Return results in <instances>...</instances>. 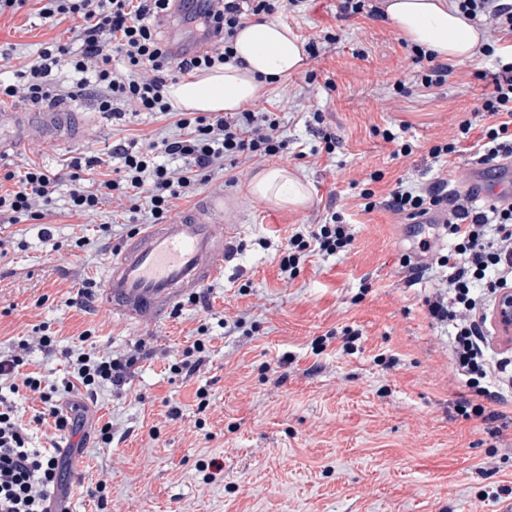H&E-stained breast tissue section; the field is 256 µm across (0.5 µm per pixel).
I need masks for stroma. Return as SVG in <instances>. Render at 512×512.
Returning <instances> with one entry per match:
<instances>
[{
    "instance_id": "1",
    "label": "stroma",
    "mask_w": 512,
    "mask_h": 512,
    "mask_svg": "<svg viewBox=\"0 0 512 512\" xmlns=\"http://www.w3.org/2000/svg\"><path fill=\"white\" fill-rule=\"evenodd\" d=\"M338 0H302L280 14L300 40L327 31L334 40L306 57L303 70L261 89L254 105L278 113L288 149L275 165L307 185L309 199L280 207L253 197L252 177L265 163L238 158L214 170L201 193L223 191L224 222L235 225L237 253L222 279L184 296L152 325L112 315L92 295L67 306L84 281L100 282L114 249L136 230L125 207L105 203L91 216L71 214L72 175L96 180L87 160L104 140L132 145L177 132L172 118L148 112L115 120L93 98L67 101L76 126L94 134L66 143L29 142L0 159V177L36 164L59 177L43 222L0 223V350L25 344L27 371L59 387L69 375L65 351L140 353L129 384L58 395L60 411L79 405L86 423L82 451L63 459L68 512H512V407L492 430L462 417L469 390L455 375L450 331L425 301L439 287L405 281L401 259L418 241L407 221L385 208L364 212L360 193L383 197L397 182L420 185L437 175L459 189L474 157L469 145L435 163L431 146L455 138L481 93L491 88L488 57L456 65L445 85H418L390 21L338 15ZM36 0L0 15V48L31 63L42 43L68 41L82 26L73 15L44 22ZM321 122H314V114ZM402 129L409 156L382 138ZM336 150L322 153L321 131ZM379 182H371L373 173ZM349 224L353 242L333 255L310 253L295 277L279 271L281 242L302 224L331 213ZM86 237L90 247L79 249ZM244 317V328L209 326L208 311ZM208 325L210 351L190 374L172 363ZM360 335L344 350L345 335ZM56 340L54 353L39 343ZM209 405L198 412L197 390ZM33 448L67 446L36 397L17 399ZM182 415L169 420V406ZM112 426L111 444L99 429ZM223 465L204 483L202 463Z\"/></svg>"
}]
</instances>
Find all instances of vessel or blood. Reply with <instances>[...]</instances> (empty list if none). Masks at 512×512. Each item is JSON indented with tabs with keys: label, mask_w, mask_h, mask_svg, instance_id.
<instances>
[{
	"label": "vessel or blood",
	"mask_w": 512,
	"mask_h": 512,
	"mask_svg": "<svg viewBox=\"0 0 512 512\" xmlns=\"http://www.w3.org/2000/svg\"><path fill=\"white\" fill-rule=\"evenodd\" d=\"M27 117V111L17 112L10 130H0V157L25 143ZM462 185L473 195L491 193L512 203V161L470 165ZM223 222L224 195L215 192L168 221L142 225L103 272L106 306L124 320L151 324L180 298L221 277L234 239Z\"/></svg>",
	"instance_id": "vessel-or-blood-1"
}]
</instances>
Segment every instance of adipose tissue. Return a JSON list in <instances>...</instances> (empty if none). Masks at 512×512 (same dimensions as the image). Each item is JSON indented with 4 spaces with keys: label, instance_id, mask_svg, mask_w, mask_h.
I'll return each instance as SVG.
<instances>
[{
    "label": "adipose tissue",
    "instance_id": "obj_1",
    "mask_svg": "<svg viewBox=\"0 0 512 512\" xmlns=\"http://www.w3.org/2000/svg\"><path fill=\"white\" fill-rule=\"evenodd\" d=\"M380 7L405 40L438 60L463 63L481 50L480 30L448 0H382ZM234 51L235 61L170 84L167 94L174 107L240 111L261 88L299 72L305 61L303 43L287 24L273 19L244 21L234 38ZM249 191L284 206H299L309 198L307 188L279 166L258 173Z\"/></svg>",
    "mask_w": 512,
    "mask_h": 512
}]
</instances>
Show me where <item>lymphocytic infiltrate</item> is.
I'll return each mask as SVG.
<instances>
[{
	"label": "lymphocytic infiltrate",
	"mask_w": 512,
	"mask_h": 512,
	"mask_svg": "<svg viewBox=\"0 0 512 512\" xmlns=\"http://www.w3.org/2000/svg\"><path fill=\"white\" fill-rule=\"evenodd\" d=\"M468 19L479 22L489 33L482 46L494 57L491 91L481 94L470 119L458 126L457 139L433 145L429 153L439 160L457 153L460 140L469 138L473 127L481 135L472 140L481 163L512 159V0H454ZM171 0H42L38 9L46 19L77 15L84 24L70 42L43 43L35 63L15 64L0 53V68L12 72L10 82L0 80V97L23 96L31 104L46 105L61 98L93 95L100 111L120 120L127 108L174 117L178 135L149 142L132 150L123 144L106 146L94 155L93 164L118 155L123 160L115 178L87 185L74 183L69 193L71 212L96 213L105 200L127 202L131 214L150 213L167 218L176 200L190 197L203 185L209 172L227 160L245 157L269 159L282 156L288 141L277 113L246 108L239 112H182L169 101L166 88L186 75L213 69L234 57L233 41L244 19L270 16L284 0H198L195 11L211 36V46L192 54H173L159 35L158 26L170 9ZM121 58L123 69L112 65ZM69 69L75 83L63 87L55 79L60 69ZM470 139V138H469ZM11 190L0 192V222L12 224L21 217L40 219L34 201L51 200L58 177L39 167L23 174L7 173ZM364 212L384 207L409 220L443 216L448 233L447 253L432 255L421 263L404 257L409 281L423 279L431 266L442 268L444 289L427 301L430 317L452 329L450 344L455 375L470 391L458 411L463 417L486 422L501 419L500 408L512 401V363L492 359L488 350L487 313L477 307V289L500 295L512 288V204L495 202L477 207L468 194L450 190L447 178H435L416 187L397 184L385 199L373 190L361 194ZM353 236L339 215L328 222L310 224L292 232L281 247V272H295L307 253H336L351 245ZM137 356L94 358L78 354L72 360L68 389L96 391L104 384H126ZM23 357L0 354V381L17 380L26 392L37 395L49 407L57 430L77 433L85 425L82 415L61 414L54 403L55 387L44 376L24 372ZM499 387L490 390L488 379ZM27 429L13 406H0V512H51L64 492L58 470L63 459L59 449L40 450L27 445Z\"/></svg>",
	"instance_id": "f902f5d3"
}]
</instances>
